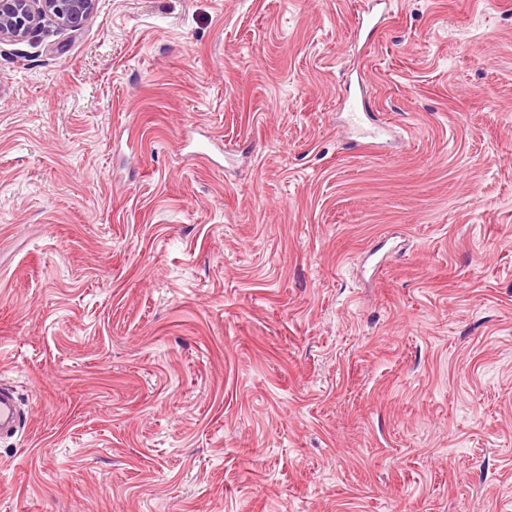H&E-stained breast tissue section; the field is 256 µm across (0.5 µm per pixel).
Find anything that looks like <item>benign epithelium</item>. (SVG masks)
<instances>
[{
  "label": "benign epithelium",
  "instance_id": "benign-epithelium-1",
  "mask_svg": "<svg viewBox=\"0 0 512 512\" xmlns=\"http://www.w3.org/2000/svg\"><path fill=\"white\" fill-rule=\"evenodd\" d=\"M96 0H0V40H22L47 18L79 29L95 11Z\"/></svg>",
  "mask_w": 512,
  "mask_h": 512
}]
</instances>
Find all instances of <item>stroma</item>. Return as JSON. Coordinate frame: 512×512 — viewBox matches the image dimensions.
Segmentation results:
<instances>
[{
    "label": "stroma",
    "instance_id": "obj_1",
    "mask_svg": "<svg viewBox=\"0 0 512 512\" xmlns=\"http://www.w3.org/2000/svg\"><path fill=\"white\" fill-rule=\"evenodd\" d=\"M1 382L0 512H512V0L0 41ZM350 109L352 111L353 118L359 125L367 124L370 127V129L362 136V139L370 140L364 142L361 141L359 145L371 149L381 148V142L379 141L384 139L385 128L375 123L373 118L374 114L373 112H370L366 98L361 96L359 99L354 100L350 104ZM21 408L15 392L0 384V440L14 438L21 428Z\"/></svg>",
    "mask_w": 512,
    "mask_h": 512
}]
</instances>
